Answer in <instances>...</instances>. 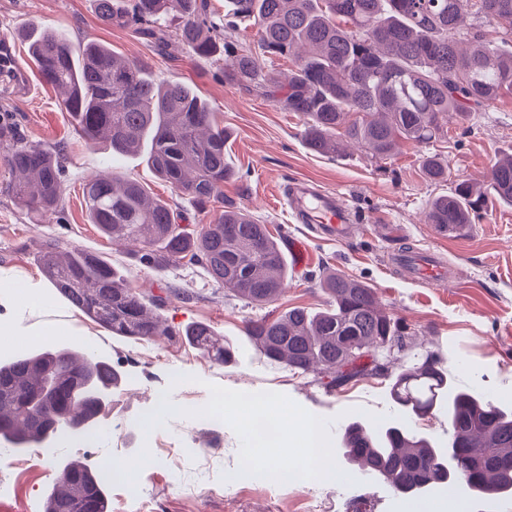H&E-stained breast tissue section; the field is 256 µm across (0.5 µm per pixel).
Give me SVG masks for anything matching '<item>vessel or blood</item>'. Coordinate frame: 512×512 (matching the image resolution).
<instances>
[{
	"instance_id": "b4317fda",
	"label": "vessel or blood",
	"mask_w": 512,
	"mask_h": 512,
	"mask_svg": "<svg viewBox=\"0 0 512 512\" xmlns=\"http://www.w3.org/2000/svg\"><path fill=\"white\" fill-rule=\"evenodd\" d=\"M286 195L296 223L316 225L329 239L337 242L350 241L354 219L343 193L296 180L287 186ZM396 260L416 281L439 285L448 279L447 268L433 252H401Z\"/></svg>"
}]
</instances>
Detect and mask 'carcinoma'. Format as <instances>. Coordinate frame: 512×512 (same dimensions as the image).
<instances>
[{"label":"carcinoma","instance_id":"obj_1","mask_svg":"<svg viewBox=\"0 0 512 512\" xmlns=\"http://www.w3.org/2000/svg\"><path fill=\"white\" fill-rule=\"evenodd\" d=\"M224 0V21L215 22L208 0H95L105 25H137L159 46L181 43L197 62L212 59L224 41V81L247 85L274 99L304 122L307 146L339 155L353 142L371 157H391L404 142L428 145L447 133L448 114L468 118L512 91V0ZM478 22L461 24L472 7ZM178 13L170 32L167 18ZM259 28L257 47L238 40V25ZM43 79L65 90L63 107L91 147L111 148L112 158L142 153V158L199 210L216 209L201 229L178 224V213L151 197L131 178H93L83 187L86 213L99 231L116 243L141 245L151 267L200 265L212 282L248 304L273 302L284 288L285 256L279 243L245 209L224 203V182L233 177L224 162L226 132L216 113L192 89L159 81L139 63L118 57L95 41L78 49L52 29L21 34ZM294 58L288 87L263 71L264 57ZM0 159L17 174L12 197L38 217L56 210L67 185L56 155L35 143L0 136ZM422 171L432 183L448 180V162L422 156ZM512 203V154L491 166L488 183L477 188L463 180L454 191L428 203L429 223L440 229L472 223L487 196ZM43 273L56 296L111 333L148 340L161 333L157 311L165 305L126 287L124 276L96 252L73 248L60 256L47 245ZM329 308L311 313L294 308L250 323L249 339L271 363L284 362L302 373L325 371L330 385L389 371L382 359L395 350L404 357L408 333L379 308L374 289L336 274L323 279ZM184 336L199 350L227 363L231 349L211 327L197 324ZM116 386L122 375L103 359L72 347L54 352L34 348L0 358V440L27 448L44 442L46 421L69 432L96 416L102 406L92 394L67 391L52 404L39 399L49 377L66 387L85 376ZM393 401L407 413L424 416L448 411L457 472L444 486L472 494H512V410L494 407L457 387L433 356L403 364L391 386ZM342 448L350 464L375 466L393 489L423 493L420 485L439 473V447L415 432L392 425L375 432L354 422ZM62 488L49 493L44 512L90 505L108 512L105 470L71 461Z\"/></svg>","mask_w":512,"mask_h":512}]
</instances>
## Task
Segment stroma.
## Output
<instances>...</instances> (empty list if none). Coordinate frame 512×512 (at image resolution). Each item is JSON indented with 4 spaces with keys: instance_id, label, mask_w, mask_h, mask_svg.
Returning a JSON list of instances; mask_svg holds the SVG:
<instances>
[{
    "instance_id": "1",
    "label": "stroma",
    "mask_w": 512,
    "mask_h": 512,
    "mask_svg": "<svg viewBox=\"0 0 512 512\" xmlns=\"http://www.w3.org/2000/svg\"><path fill=\"white\" fill-rule=\"evenodd\" d=\"M39 26L64 32L78 46L90 40L104 44L161 80L189 85L218 112L227 132L224 160L235 172L224 184L225 202L252 211L282 249L296 239L305 243L309 255L301 267L287 258L288 278L274 302L246 304L196 265L147 268L133 246L113 244L89 223L83 186L108 169L168 201L188 229H197L211 215L162 182L139 158L112 161L106 150L86 144L62 105V91L42 83L27 43L18 37L19 31ZM0 41L10 45L38 86L22 94L10 78H0V132L59 156L67 183L57 211L36 220L8 192L11 173L0 162V320L20 330L17 351L38 345L84 347L124 376L100 415L111 424V437L93 431L68 437L56 442L48 456L37 444L18 450L0 442V481L12 487L0 512H42L70 461L97 467L146 452L151 455L147 465L110 481L109 512H138L143 499L150 502L149 512H303L313 496L323 500L327 512H414L425 503L448 512L446 489L408 498L384 483L358 478L356 467L342 457L337 433L321 439L345 474L343 482L305 477L287 483L272 479L267 468L245 469L241 419L228 412L216 424L210 412L220 398L277 403L282 448L301 447L299 421L339 415L345 422L375 427L401 419L447 446V413L401 416L390 398L391 377H366L331 388L327 374L295 372L268 362L254 349L247 337L251 321L293 308H327L322 276L328 271L374 288L381 306L406 326L412 353H433L457 386L512 408V205L488 199L462 243L436 235L426 221L433 196L451 192L460 179L485 185L496 157L512 154V93L468 120H451L447 137L428 149L448 162L447 182L434 185L421 168L423 150L409 143L380 161L355 145L339 156L311 151L302 137L300 115L245 86L225 83L223 61L196 63L177 40L159 49L135 28L103 25L92 0H0ZM297 178L344 192L364 235L338 244L320 239L307 225L292 223L283 194ZM49 243L64 251L78 246L110 259L138 293L158 296L171 285L183 288L185 298L171 299L161 310L170 335L149 341L118 337L55 297L38 263ZM406 243L440 253L455 270V279L422 286L397 275L394 258ZM20 284L30 294L48 298V305L19 306L10 290ZM198 323L209 325L221 342L232 346L231 362L216 361L184 339V330ZM161 395L175 405V412L141 428L142 419L154 416Z\"/></svg>"
}]
</instances>
